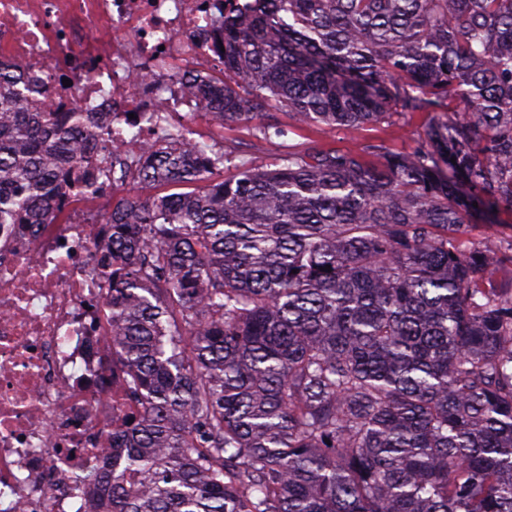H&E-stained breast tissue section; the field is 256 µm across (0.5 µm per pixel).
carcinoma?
Returning <instances> with one entry per match:
<instances>
[{
    "instance_id": "1",
    "label": "carcinoma",
    "mask_w": 512,
    "mask_h": 512,
    "mask_svg": "<svg viewBox=\"0 0 512 512\" xmlns=\"http://www.w3.org/2000/svg\"><path fill=\"white\" fill-rule=\"evenodd\" d=\"M219 126L274 113L355 132L431 117L410 152L303 146L273 168L156 116L99 148L37 71L0 67V225L57 224L98 174L112 204V428L91 512H512V0H250L212 23ZM330 267L331 271L324 270Z\"/></svg>"
}]
</instances>
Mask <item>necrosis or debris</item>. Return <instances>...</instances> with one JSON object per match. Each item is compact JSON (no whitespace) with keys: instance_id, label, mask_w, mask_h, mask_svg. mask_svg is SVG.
Segmentation results:
<instances>
[{"instance_id":"obj_1","label":"necrosis or debris","mask_w":512,"mask_h":512,"mask_svg":"<svg viewBox=\"0 0 512 512\" xmlns=\"http://www.w3.org/2000/svg\"><path fill=\"white\" fill-rule=\"evenodd\" d=\"M247 3L0 0V60L45 77L97 60L60 98L113 112L114 143L135 153L154 137L153 113L184 120L198 110L187 80L222 64L200 32ZM109 202L79 197L60 223L0 231V512H88L86 478L112 445L110 291L93 260Z\"/></svg>"}]
</instances>
